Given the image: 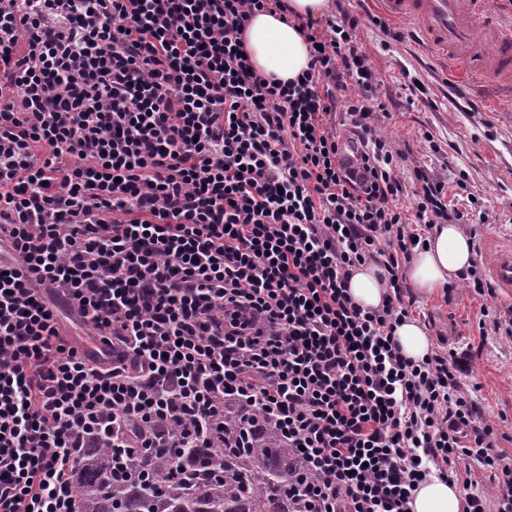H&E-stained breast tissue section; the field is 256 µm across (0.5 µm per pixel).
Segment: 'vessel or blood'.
<instances>
[{
    "mask_svg": "<svg viewBox=\"0 0 512 512\" xmlns=\"http://www.w3.org/2000/svg\"><path fill=\"white\" fill-rule=\"evenodd\" d=\"M393 18L414 20L428 43L469 76L512 71V27L492 20L484 0H382ZM488 271L512 291V245L492 248Z\"/></svg>",
    "mask_w": 512,
    "mask_h": 512,
    "instance_id": "b4317fda",
    "label": "vessel or blood"
}]
</instances>
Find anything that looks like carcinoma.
I'll return each mask as SVG.
<instances>
[{
    "label": "carcinoma",
    "instance_id": "cac0c4a2",
    "mask_svg": "<svg viewBox=\"0 0 512 512\" xmlns=\"http://www.w3.org/2000/svg\"><path fill=\"white\" fill-rule=\"evenodd\" d=\"M127 451L112 469V449L86 448L73 475L81 512H305V462L262 419L224 404V432L204 443Z\"/></svg>",
    "mask_w": 512,
    "mask_h": 512
}]
</instances>
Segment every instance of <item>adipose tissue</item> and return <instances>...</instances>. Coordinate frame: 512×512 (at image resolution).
I'll return each instance as SVG.
<instances>
[{
	"instance_id": "adipose-tissue-1",
	"label": "adipose tissue",
	"mask_w": 512,
	"mask_h": 512,
	"mask_svg": "<svg viewBox=\"0 0 512 512\" xmlns=\"http://www.w3.org/2000/svg\"><path fill=\"white\" fill-rule=\"evenodd\" d=\"M250 60L261 74L280 81L296 79L306 70L310 55L306 40L293 23L282 22L280 15L255 13L244 34ZM473 263L470 239L454 224L439 225L418 251L408 269L415 287L431 292ZM462 494L458 486L432 477L415 491L412 512H460Z\"/></svg>"
}]
</instances>
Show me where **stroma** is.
I'll list each match as a JSON object with an SVG mask.
<instances>
[{"mask_svg":"<svg viewBox=\"0 0 512 512\" xmlns=\"http://www.w3.org/2000/svg\"><path fill=\"white\" fill-rule=\"evenodd\" d=\"M396 38L367 25L359 41L378 80V93L392 101L393 117L384 137L399 151L397 174L410 181L417 166L430 168L448 185V201L465 208L475 195L486 217L482 236L474 240L475 261L486 267V248L512 243V81L460 80L448 63L427 50L413 21H390ZM422 81L427 98L412 94ZM413 319L429 338L451 337L452 347L470 356L465 384L485 408L496 432L499 452L512 459V292L471 293L458 285L413 291Z\"/></svg>","mask_w":512,"mask_h":512,"instance_id":"obj_1","label":"stroma"}]
</instances>
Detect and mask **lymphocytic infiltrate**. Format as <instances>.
Instances as JSON below:
<instances>
[{
	"mask_svg": "<svg viewBox=\"0 0 512 512\" xmlns=\"http://www.w3.org/2000/svg\"><path fill=\"white\" fill-rule=\"evenodd\" d=\"M283 7L0 0V512H79L83 449L147 447L153 422L228 399L300 448L314 512H410L431 476L463 485L462 512H512L466 358L395 339L403 265L466 218L425 168L395 173L360 16L295 18L299 79L253 68L243 32ZM367 265L387 273L374 308L349 293Z\"/></svg>",
	"mask_w": 512,
	"mask_h": 512,
	"instance_id": "lymphocytic-infiltrate-1",
	"label": "lymphocytic infiltrate"
}]
</instances>
